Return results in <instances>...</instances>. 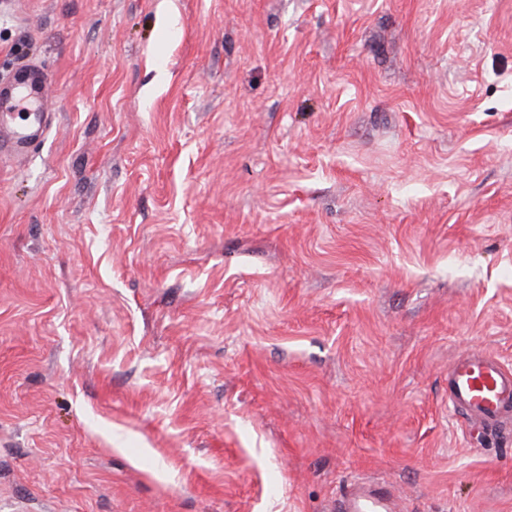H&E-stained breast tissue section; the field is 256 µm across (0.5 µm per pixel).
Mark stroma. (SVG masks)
<instances>
[{
  "instance_id": "stroma-1",
  "label": "stroma",
  "mask_w": 512,
  "mask_h": 512,
  "mask_svg": "<svg viewBox=\"0 0 512 512\" xmlns=\"http://www.w3.org/2000/svg\"><path fill=\"white\" fill-rule=\"evenodd\" d=\"M0 512H512V0H0ZM48 80V76L44 72L22 66L18 70L12 87L7 91L0 88V112L2 115L20 111L33 112L29 124L11 128L7 132L1 140L3 146L19 153L43 136L44 129L39 112H43ZM448 404L490 430L510 425L512 369L482 353L459 357L448 369ZM389 500L380 492L356 481L350 493L342 499L336 512H389Z\"/></svg>"
}]
</instances>
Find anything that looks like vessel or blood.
Segmentation results:
<instances>
[{"instance_id": "vessel-or-blood-1", "label": "vessel or blood", "mask_w": 512, "mask_h": 512, "mask_svg": "<svg viewBox=\"0 0 512 512\" xmlns=\"http://www.w3.org/2000/svg\"><path fill=\"white\" fill-rule=\"evenodd\" d=\"M47 87L44 72L24 66L12 87L0 90L1 113L26 111L32 115L29 124L10 129L0 139L1 145L19 153L43 136L40 114ZM448 403L465 419L488 429L512 423V369L482 353L458 358L448 369ZM337 512H389L388 500L357 482L339 502Z\"/></svg>"}]
</instances>
